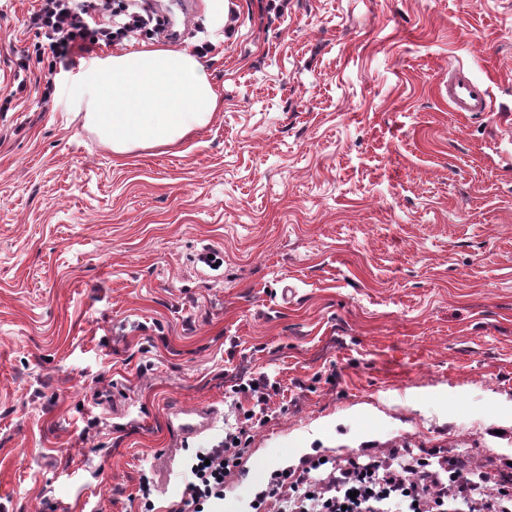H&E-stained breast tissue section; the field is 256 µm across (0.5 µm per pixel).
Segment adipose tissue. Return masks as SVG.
Returning a JSON list of instances; mask_svg holds the SVG:
<instances>
[{
    "label": "adipose tissue",
    "mask_w": 512,
    "mask_h": 512,
    "mask_svg": "<svg viewBox=\"0 0 512 512\" xmlns=\"http://www.w3.org/2000/svg\"><path fill=\"white\" fill-rule=\"evenodd\" d=\"M77 80L75 105L118 156L177 144L205 126L219 105L204 64L163 46L93 59Z\"/></svg>",
    "instance_id": "ef3b65f1"
}]
</instances>
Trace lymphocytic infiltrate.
<instances>
[{
	"mask_svg": "<svg viewBox=\"0 0 512 512\" xmlns=\"http://www.w3.org/2000/svg\"><path fill=\"white\" fill-rule=\"evenodd\" d=\"M111 11L112 0H39L28 23L43 32L53 58L67 64L147 24L133 11L123 26L112 27L104 20ZM276 388L265 376L245 385L242 392L254 406L242 423L225 431L223 445L197 449L190 457L187 490L194 512H208L223 500L224 474L236 464L246 425ZM467 461L459 452L424 448H399L386 457L362 452L343 465L314 461L301 471L275 474L251 507L260 512L271 502L276 512H512V477L486 469L463 476Z\"/></svg>",
	"mask_w": 512,
	"mask_h": 512,
	"instance_id": "1",
	"label": "lymphocytic infiltrate"
}]
</instances>
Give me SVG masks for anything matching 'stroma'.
<instances>
[{"label":"stroma","instance_id":"obj_1","mask_svg":"<svg viewBox=\"0 0 512 512\" xmlns=\"http://www.w3.org/2000/svg\"><path fill=\"white\" fill-rule=\"evenodd\" d=\"M223 2L176 16L219 110L120 157L70 107L83 57L0 0V512H172L262 373L221 512L319 456L512 463V0ZM452 67L491 111L451 109ZM174 402L215 427L174 447Z\"/></svg>","mask_w":512,"mask_h":512}]
</instances>
